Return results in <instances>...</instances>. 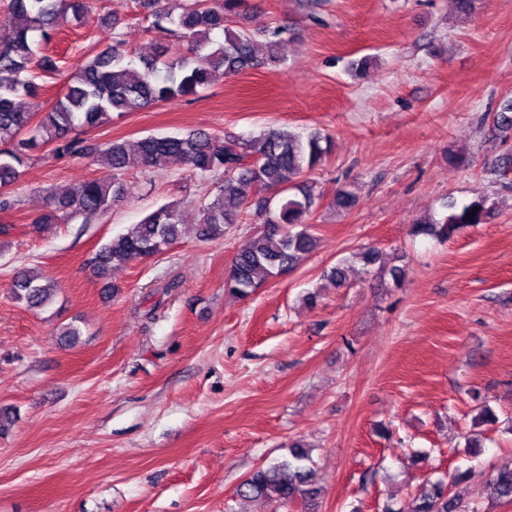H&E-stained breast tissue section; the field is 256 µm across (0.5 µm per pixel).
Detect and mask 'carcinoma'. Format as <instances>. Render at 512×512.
<instances>
[{"label": "carcinoma", "mask_w": 512, "mask_h": 512, "mask_svg": "<svg viewBox=\"0 0 512 512\" xmlns=\"http://www.w3.org/2000/svg\"><path fill=\"white\" fill-rule=\"evenodd\" d=\"M147 12L157 31L174 37L185 51L170 52L162 44L150 59L135 58L120 34L93 54L86 55L71 74L66 93L46 112L24 111L17 103L23 96L39 95L38 75L53 74L56 58L35 50L32 34L47 41L63 24L81 26L90 20L94 0H3L0 18V210L13 203L3 198L19 181L22 168L35 154L53 144L70 156H97L105 172L85 181L69 193H46L44 208L32 224L41 229L51 224H89L112 211L126 194L125 171L129 166L127 144L112 140L100 146L85 144L76 131L93 129L119 115L137 112L178 97L196 95L217 75L283 68L290 40L286 26L263 25L232 29L247 13V0H184L179 9L170 0H135ZM224 40L216 39L217 35ZM265 38L259 52L254 37ZM512 101L492 119V132L500 141V154L490 164L498 177L512 172ZM328 136L313 132L303 138L289 130L270 129L246 141L222 137L198 129L186 135H148L136 142L141 167L185 169L202 179L219 176L217 193L198 202L171 201L130 225L95 253L92 265L105 278L111 269L158 255L179 238V227L188 212L196 215L197 233L203 241H221L237 224H263L250 244L238 252L228 269L224 287L247 297L267 281L291 271L316 245L308 219L314 204V186L302 177L322 166L330 156ZM355 196L336 189V209L349 211ZM484 207L473 202L441 220L412 225V233L452 238L465 226L482 223ZM348 259H340L326 271V278L345 284ZM57 285L20 268L11 286L14 300L42 309L55 296ZM309 451L298 441L288 455L255 468L238 486L237 495L259 499L285 512H314L319 488ZM486 496L512 501V468H500L483 486ZM412 512H468L448 492V482H429L415 499Z\"/></svg>", "instance_id": "carcinoma-1"}]
</instances>
